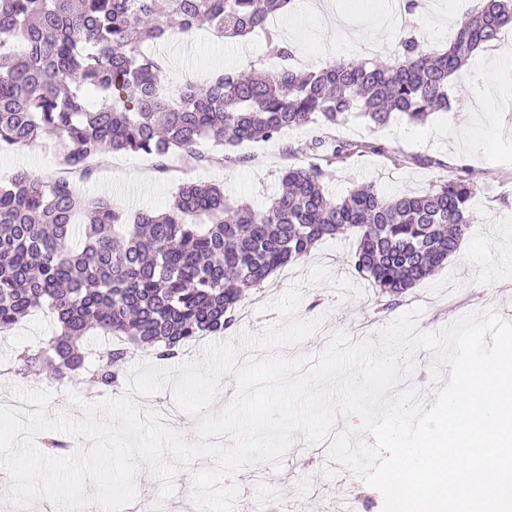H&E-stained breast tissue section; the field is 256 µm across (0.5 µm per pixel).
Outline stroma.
<instances>
[{
  "instance_id": "stroma-1",
  "label": "stroma",
  "mask_w": 512,
  "mask_h": 512,
  "mask_svg": "<svg viewBox=\"0 0 512 512\" xmlns=\"http://www.w3.org/2000/svg\"><path fill=\"white\" fill-rule=\"evenodd\" d=\"M341 22L326 25L311 0H299L293 15L281 19L276 31L294 45L308 66L322 68L336 59L357 56L371 58L372 41L393 49L400 26L384 12L385 0H334ZM477 0H435L432 17L417 15L410 22L428 49L446 47L456 28ZM150 55L163 56L164 78L176 87L193 80L203 84L218 73L243 72L250 66L272 68L265 56L263 34L248 36L245 43L212 41L207 29H199L184 40L145 45ZM476 72L466 67L457 84L449 85L451 107L431 115L425 123L414 124L396 116L382 127H370L362 118L349 117L333 131L311 125L272 142L248 144L240 148L243 160L224 166H201L192 170L160 169L154 156L119 152L112 166L98 171L79 189L90 196H106L114 204L134 213L143 208H164L185 182L223 185L233 199L253 208L265 207L279 189V174L289 166L308 160L307 146L312 138L332 133L348 141H372L382 153H361L331 166L326 190L332 197L346 196L358 184L374 185L390 197L403 192H425L466 166L479 187L474 207L480 216L459 251L434 276L420 282L401 304L380 318L374 312L377 291L367 281L354 278L349 259L355 249L351 237L326 239L318 243L310 258L278 270L273 280L253 289L244 304L252 318L235 325L227 341L240 343L243 333L260 335L278 322L269 302L280 297L289 285L300 281L304 295L297 315L303 320L320 321L315 335L289 355L321 352L329 337L346 332L352 341L378 339L382 330L415 306L422 313L413 325L420 332H440L458 319L489 312L512 321V108L495 104L503 88L512 86V50L496 51L488 75L490 95L477 99L469 92ZM51 138L31 147L0 146V181L20 170L43 177L52 176L56 167ZM54 329L52 316L44 310L33 312L9 335L0 337V365L6 364L22 346H38ZM413 368L402 373L393 393L416 387L426 403H433L437 386L432 372L435 355L416 351ZM118 396H133L145 413L169 414L168 430L188 443L199 444L197 416L178 411L170 391L150 397L132 395L122 386ZM237 489L234 512H249L250 500L262 504L291 503L293 512H328L332 504H350L353 512H382L383 497L346 467L331 462L326 445H308L302 434H294L281 471L265 464L251 465L230 480Z\"/></svg>"
}]
</instances>
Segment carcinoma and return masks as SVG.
I'll use <instances>...</instances> for the list:
<instances>
[{
    "label": "carcinoma",
    "mask_w": 512,
    "mask_h": 512,
    "mask_svg": "<svg viewBox=\"0 0 512 512\" xmlns=\"http://www.w3.org/2000/svg\"><path fill=\"white\" fill-rule=\"evenodd\" d=\"M295 8L296 0H0V145L33 146L50 130L62 168L0 183V333L42 307L59 327L38 352L17 357L14 376L44 372L116 390L133 354L167 361L197 338L223 335L251 289L341 234L355 237L353 276L385 298L376 310L385 313L480 223L467 168L421 195L384 198L361 185L330 197L328 167L382 147L320 137L306 164L281 173L261 211L215 184L186 183L167 210L131 220L111 200L79 193L73 177L91 180L96 161L114 152L152 155L162 169L174 157L234 163L243 143L353 114L377 127L394 114L422 123L448 110L450 80L512 28V0H480L446 50L404 33L380 61L318 71L293 67L294 48L271 33L276 70L222 73L202 88H169L163 60L143 51L205 23L226 40L243 37ZM203 139L218 147L214 156L197 154ZM94 334L112 343L91 362L84 340Z\"/></svg>",
    "instance_id": "cac0c4a2"
}]
</instances>
